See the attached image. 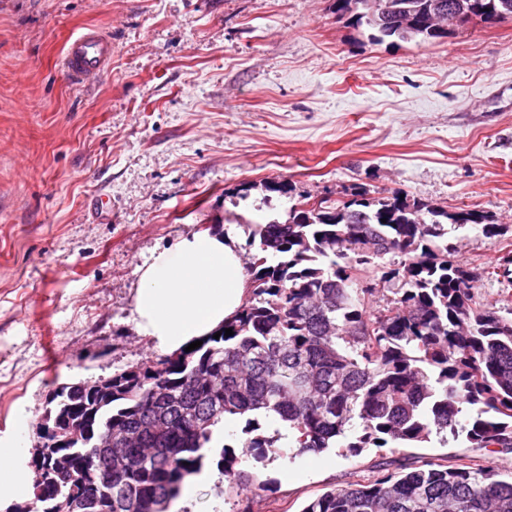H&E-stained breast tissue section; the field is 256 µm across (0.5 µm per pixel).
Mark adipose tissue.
Instances as JSON below:
<instances>
[{
	"instance_id": "adipose-tissue-1",
	"label": "adipose tissue",
	"mask_w": 512,
	"mask_h": 512,
	"mask_svg": "<svg viewBox=\"0 0 512 512\" xmlns=\"http://www.w3.org/2000/svg\"><path fill=\"white\" fill-rule=\"evenodd\" d=\"M248 290L234 230L198 232L142 267L132 313L153 351L174 354L232 319Z\"/></svg>"
}]
</instances>
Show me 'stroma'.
Returning <instances> with one entry per match:
<instances>
[{"label":"stroma","instance_id":"1","mask_svg":"<svg viewBox=\"0 0 512 512\" xmlns=\"http://www.w3.org/2000/svg\"><path fill=\"white\" fill-rule=\"evenodd\" d=\"M89 28L112 59L84 83L62 61ZM353 185L501 224L448 241L477 301L512 310V280L488 274L512 252V19L377 43L333 0H0V451L30 470L56 386L159 360L132 317L152 254L227 224L248 253L256 225ZM421 460L512 476V454L434 435L249 458L242 495L210 462L179 512H302Z\"/></svg>","mask_w":512,"mask_h":512}]
</instances>
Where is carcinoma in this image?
Here are the masks:
<instances>
[{
    "mask_svg": "<svg viewBox=\"0 0 512 512\" xmlns=\"http://www.w3.org/2000/svg\"><path fill=\"white\" fill-rule=\"evenodd\" d=\"M435 2L335 5L373 41H426L447 37L436 28L446 18L432 22ZM469 2L479 18H512V0ZM467 225L500 232L475 210L449 213L397 192L375 199L357 187L339 204L300 200L285 222L256 225L252 296L224 324L233 335L106 378L112 394L94 400L90 433L60 448L85 467L64 480L56 457L43 459L30 512H57L86 486L99 512H166L184 479L203 469L214 429L234 416L246 417V438L238 454L221 446L216 466L241 492L250 488L243 457H295L343 440L360 453L448 432L511 453L512 311L478 303L454 248L439 244L448 227ZM379 293L385 305L372 313ZM87 400L86 383L64 384L47 412L62 418ZM270 415L288 424V446L261 431L259 418ZM109 429L110 455L99 448ZM303 512H512V479L428 460L328 491Z\"/></svg>",
    "mask_w": 512,
    "mask_h": 512,
    "instance_id": "carcinoma-1",
    "label": "carcinoma"
}]
</instances>
